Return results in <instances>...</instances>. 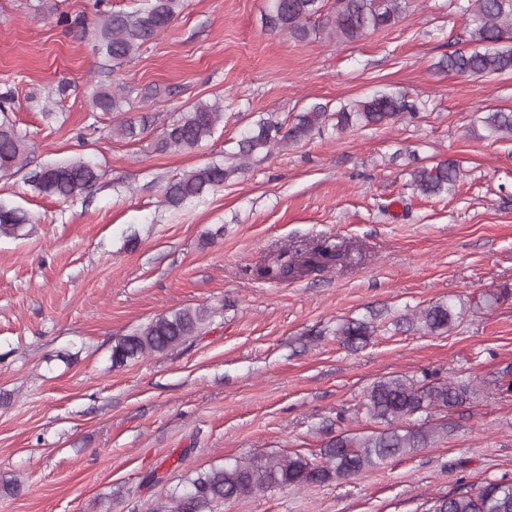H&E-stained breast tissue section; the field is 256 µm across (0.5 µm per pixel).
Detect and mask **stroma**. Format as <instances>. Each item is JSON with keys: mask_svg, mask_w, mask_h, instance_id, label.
Segmentation results:
<instances>
[{"mask_svg": "<svg viewBox=\"0 0 512 512\" xmlns=\"http://www.w3.org/2000/svg\"><path fill=\"white\" fill-rule=\"evenodd\" d=\"M468 0H410L405 19L343 43L325 30L298 42L264 30L265 0H186L168 30L128 63L100 69L94 41L60 13L91 19L94 0H0V92L29 135L30 169L83 157L103 172L69 203L26 173L0 178V203L32 218L0 235V512H167L168 490L256 456L319 457L342 432L378 425L363 396L390 375L480 381L512 368V141L482 113L512 110V74L435 70L466 47ZM68 83L65 96L54 93ZM123 111L92 113L102 84ZM409 91L413 119L336 133L252 156L202 200L169 208L163 188L186 171L231 162L264 116L290 123L316 103ZM224 101L214 136L188 152L154 142L191 104ZM58 113L46 120L43 107ZM146 118L137 140L112 133ZM458 164L454 190L416 194L413 167ZM329 238L345 263L288 281L255 269L286 243ZM447 302V333L399 320ZM208 309L174 350L113 366L112 347L152 319ZM373 317L352 352L338 323ZM443 417L453 432L362 475L281 487L207 512H420L459 483L512 479V395H482Z\"/></svg>", "mask_w": 512, "mask_h": 512, "instance_id": "1", "label": "stroma"}]
</instances>
